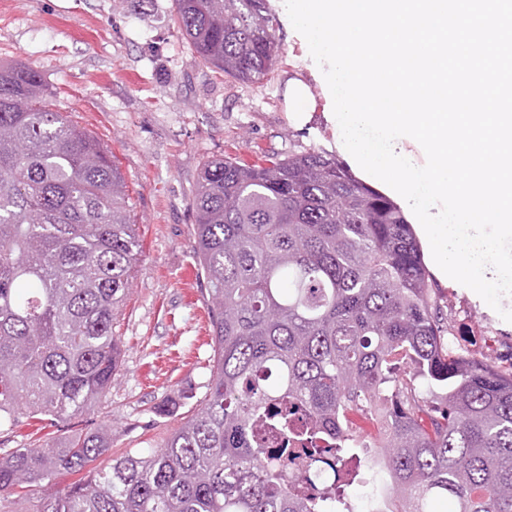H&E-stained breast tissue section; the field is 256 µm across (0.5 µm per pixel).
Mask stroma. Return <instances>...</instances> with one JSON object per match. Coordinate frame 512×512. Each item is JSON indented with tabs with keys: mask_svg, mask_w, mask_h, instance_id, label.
I'll use <instances>...</instances> for the list:
<instances>
[{
	"mask_svg": "<svg viewBox=\"0 0 512 512\" xmlns=\"http://www.w3.org/2000/svg\"><path fill=\"white\" fill-rule=\"evenodd\" d=\"M282 54L262 83L207 67L177 30L172 0H0V64L37 70L52 103L112 151L130 191L145 261L117 320L124 355L112 394L86 428L112 425V452L154 448L205 391L213 351L203 282L195 272L190 200L218 156L331 152L324 126L286 118L284 81L307 42L289 29L283 0H267ZM452 349L512 365V296L500 309L467 288L438 287Z\"/></svg>",
	"mask_w": 512,
	"mask_h": 512,
	"instance_id": "obj_1",
	"label": "stroma"
}]
</instances>
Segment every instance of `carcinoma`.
<instances>
[{
    "mask_svg": "<svg viewBox=\"0 0 512 512\" xmlns=\"http://www.w3.org/2000/svg\"><path fill=\"white\" fill-rule=\"evenodd\" d=\"M173 12L204 64L243 83L274 69L266 0ZM191 210L213 348L197 407L104 468L108 423L1 455L0 508L512 512V371L448 346L398 207L313 150L214 158ZM131 212L108 148L51 108L37 70L0 65V427L107 400L144 257ZM333 457L334 486L306 492Z\"/></svg>",
    "mask_w": 512,
    "mask_h": 512,
    "instance_id": "1",
    "label": "carcinoma"
}]
</instances>
